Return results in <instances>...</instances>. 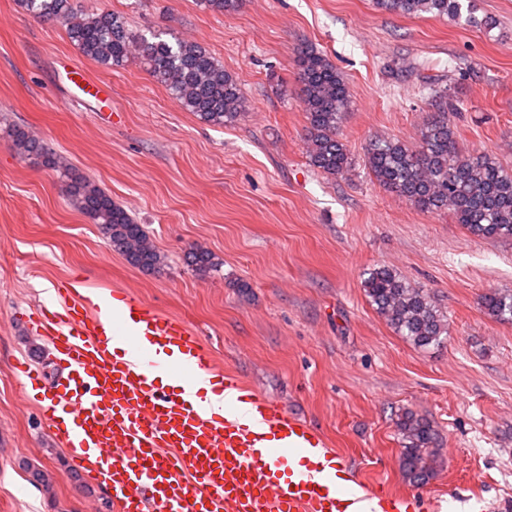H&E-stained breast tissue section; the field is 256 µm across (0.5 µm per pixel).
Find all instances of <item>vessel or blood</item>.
<instances>
[{
  "instance_id": "1",
  "label": "vessel or blood",
  "mask_w": 512,
  "mask_h": 512,
  "mask_svg": "<svg viewBox=\"0 0 512 512\" xmlns=\"http://www.w3.org/2000/svg\"><path fill=\"white\" fill-rule=\"evenodd\" d=\"M40 306L32 322L61 371L53 387L19 370L70 463L112 494L117 512H402L400 495L354 498L348 471L310 424L220 372L184 322L127 289L92 308ZM208 380L210 390L197 388ZM224 398L223 412L206 402Z\"/></svg>"
}]
</instances>
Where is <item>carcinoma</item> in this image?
Returning <instances> with one entry per match:
<instances>
[{
	"instance_id": "cac0c4a2",
	"label": "carcinoma",
	"mask_w": 512,
	"mask_h": 512,
	"mask_svg": "<svg viewBox=\"0 0 512 512\" xmlns=\"http://www.w3.org/2000/svg\"><path fill=\"white\" fill-rule=\"evenodd\" d=\"M29 14L65 26L79 52L106 69L131 61L142 64L166 87L172 100L202 122L222 127L247 111V101L237 79L201 44L167 37L157 30L134 32L126 18L108 10L80 12L74 0H16ZM216 13L236 11L243 0H200ZM383 12L397 15L466 18L486 30L496 27L491 16L478 20L469 0H375ZM300 102L306 114L304 137L311 164L329 175L349 170L350 157L340 137L351 93L330 59L305 45L297 49ZM459 106L443 102L409 145L397 138H378L365 148V162L376 181L386 189L428 212L449 210L457 223L480 238L512 236V171L487 153L464 154L457 147L453 117ZM12 141L24 158L42 160L66 178L72 204L97 225L113 250L139 268L152 270L162 257L150 245L143 227L112 197L67 167L31 132L14 128ZM191 265L201 272L218 268L214 255L195 247ZM362 286L372 306L401 336L418 348L440 345L448 324L434 297L411 285L397 272L374 267ZM484 308L500 321H512V294L492 291L483 297ZM398 427L402 436V466L409 479L425 480L432 470L435 433L424 419L405 412Z\"/></svg>"
}]
</instances>
